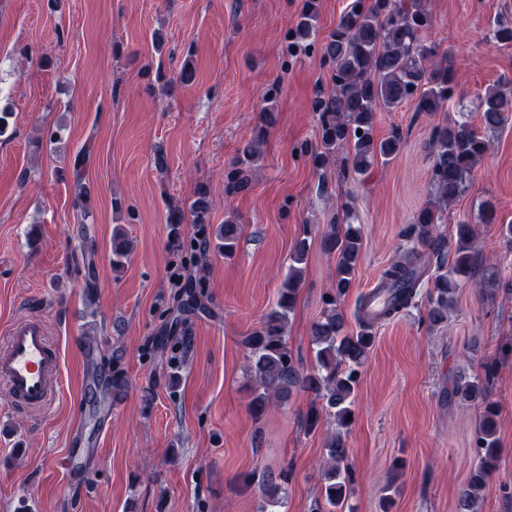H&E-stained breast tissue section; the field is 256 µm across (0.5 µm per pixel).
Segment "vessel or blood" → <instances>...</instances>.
<instances>
[{
    "instance_id": "vessel-or-blood-1",
    "label": "vessel or blood",
    "mask_w": 512,
    "mask_h": 512,
    "mask_svg": "<svg viewBox=\"0 0 512 512\" xmlns=\"http://www.w3.org/2000/svg\"><path fill=\"white\" fill-rule=\"evenodd\" d=\"M61 354L44 321L28 316L13 322L0 338V387L15 408L41 411L51 405L60 384Z\"/></svg>"
}]
</instances>
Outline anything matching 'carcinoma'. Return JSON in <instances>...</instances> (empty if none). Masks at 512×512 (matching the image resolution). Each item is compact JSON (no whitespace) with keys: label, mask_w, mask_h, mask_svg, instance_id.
I'll use <instances>...</instances> for the list:
<instances>
[{"label":"carcinoma","mask_w":512,"mask_h":512,"mask_svg":"<svg viewBox=\"0 0 512 512\" xmlns=\"http://www.w3.org/2000/svg\"><path fill=\"white\" fill-rule=\"evenodd\" d=\"M316 0H305L297 23L291 30L290 54L318 51L331 67L332 88L320 90L312 100V111L318 117L319 146L304 148L317 171H325L341 157L343 173L366 174L378 163L396 158L404 146L399 129H392L386 138L376 136V118L381 112H391L407 105L415 112H443L455 95L451 66L452 55L439 52L428 41L432 20L426 0H349L336 27L325 37H318ZM277 89L269 88L263 101L260 125L253 131L252 142L224 173V193L230 197L251 187V166L255 161L253 143L266 137L275 121L270 106ZM479 119L486 130L502 127L512 113V89L499 83L478 97ZM467 112L459 119L433 128L431 134V184L434 201L420 209L407 236L414 245L403 251L381 275L380 289L389 300L374 316L369 312L373 294L361 297L357 311V332H350L337 303L351 287L352 275L359 262L362 230L352 210H346L345 228L322 236L323 252L336 256V279L326 309L311 327V344L315 366L303 371L288 349L286 333L293 314L302 281L309 244L302 238L294 246L289 265L283 275L278 298L263 316L259 326L243 337L250 368L259 381L251 393L249 409L257 417L263 415L275 396L285 402L292 391L300 388L314 394L321 406H310L302 420L307 431L317 430L326 422L348 427L355 416V393L361 369L374 343L373 322L419 307L420 282L429 269H434L432 287L426 294L422 320L428 328L448 324V308L454 301L461 278L475 274L474 242L476 229L469 221L455 227V251L448 259L445 240L434 233L448 205L456 202L469 188L475 167L490 149V142L479 135L469 121ZM89 153L82 151L73 157V174L79 182L76 202L84 214H89V193L81 183L82 171ZM192 223H209V191L200 187L188 205ZM240 238V227L228 219L215 233V241L203 237L204 246L223 250L232 257ZM130 257L128 241L122 230L112 233V267L121 269ZM205 308L204 291L188 292L178 313ZM496 375V364H483V374L462 375L451 390V396L461 403L482 400L481 420L474 438V459L465 488L457 500V512H476L483 496L486 479L499 453L497 438L498 408L490 401L487 387ZM349 450L340 434L325 443L321 487V512H344L356 481L347 465ZM289 472L273 476L264 473L258 483L265 490L268 512L286 509L287 501L280 495L281 484L288 481Z\"/></svg>","instance_id":"cac0c4a2"}]
</instances>
